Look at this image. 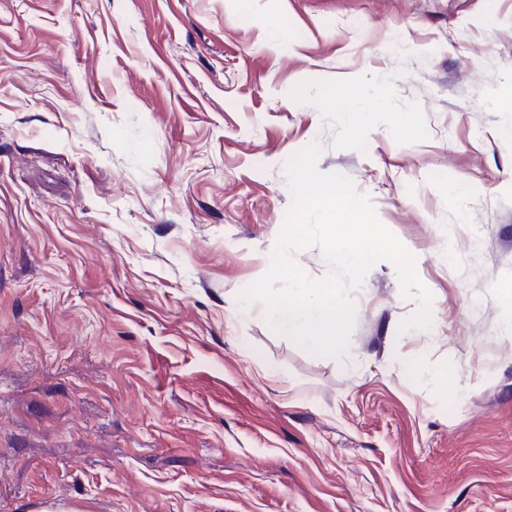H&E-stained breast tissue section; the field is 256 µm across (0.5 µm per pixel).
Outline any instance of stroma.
<instances>
[{
    "label": "stroma",
    "instance_id": "1",
    "mask_svg": "<svg viewBox=\"0 0 512 512\" xmlns=\"http://www.w3.org/2000/svg\"><path fill=\"white\" fill-rule=\"evenodd\" d=\"M315 141L431 331L242 306ZM508 287L512 0H0V512H512Z\"/></svg>",
    "mask_w": 512,
    "mask_h": 512
}]
</instances>
